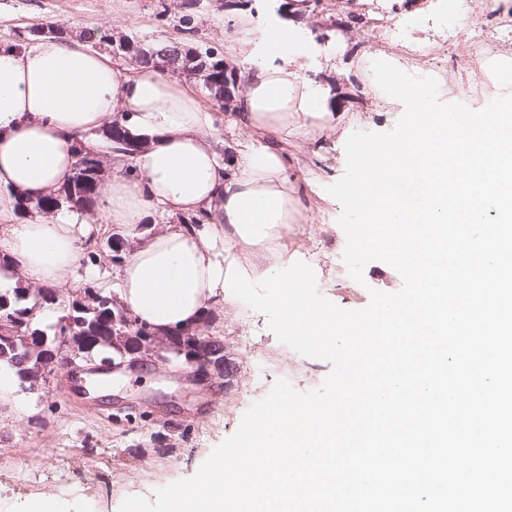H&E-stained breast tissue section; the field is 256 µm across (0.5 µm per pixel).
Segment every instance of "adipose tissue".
<instances>
[{"mask_svg":"<svg viewBox=\"0 0 512 512\" xmlns=\"http://www.w3.org/2000/svg\"><path fill=\"white\" fill-rule=\"evenodd\" d=\"M230 43L244 90L225 113L206 89L153 63L120 66L78 37L0 47V286L74 278L93 233L118 226L142 242L116 292L154 334L196 329L217 302L243 309L250 285L270 289L284 328L336 336L347 313L310 295L298 308L284 304L299 285L302 196L317 188L314 170L288 149L343 141L346 115L329 110V89L309 77L300 24L272 12L251 37ZM117 113L146 143L132 157L135 176L119 169L106 184L98 224L69 209L20 221L19 198L57 189L78 154L98 152L96 133ZM151 215L167 224L145 238Z\"/></svg>","mask_w":512,"mask_h":512,"instance_id":"adipose-tissue-1","label":"adipose tissue"}]
</instances>
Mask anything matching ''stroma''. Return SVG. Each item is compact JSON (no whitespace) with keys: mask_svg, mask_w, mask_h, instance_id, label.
Wrapping results in <instances>:
<instances>
[{"mask_svg":"<svg viewBox=\"0 0 512 512\" xmlns=\"http://www.w3.org/2000/svg\"><path fill=\"white\" fill-rule=\"evenodd\" d=\"M426 0H320L309 5L302 24L314 49L309 74L331 88L329 108L347 116L371 110L374 131L395 125L400 107L389 96L373 95L365 60L377 52L422 72L423 58L392 48L374 24L377 13L419 14L406 37L443 40L446 26L437 11H422ZM291 0H0V46L30 44L32 30L48 22L62 24L67 36L85 38L95 49L109 42L131 41L155 47L169 41L213 49L229 72L239 64L224 35L241 13L263 19L270 9L287 11ZM437 76L441 98L471 109L498 96L500 72L478 61L467 36H459L442 57ZM340 203L332 196L311 197L299 226L297 245L322 247L332 261L324 272L321 293L337 306L357 310L370 302L371 291L401 289L400 274L375 261L363 270L364 283L350 290L346 266L335 265L346 237L337 219ZM203 335L222 341L231 363L230 379L198 380L193 366L178 358H151L112 380L108 397L84 395L73 372L56 370L37 388L20 387L23 410L0 417V512L40 494L55 493L83 501L92 512H117L130 496L153 498L168 480L192 476L209 448L239 426L244 412L287 378L298 365L296 352L280 342L263 313L250 311L247 327L233 310L213 305ZM251 337L266 355L256 366L243 344Z\"/></svg>","mask_w":512,"mask_h":512,"instance_id":"35a3bbf8","label":"stroma"}]
</instances>
